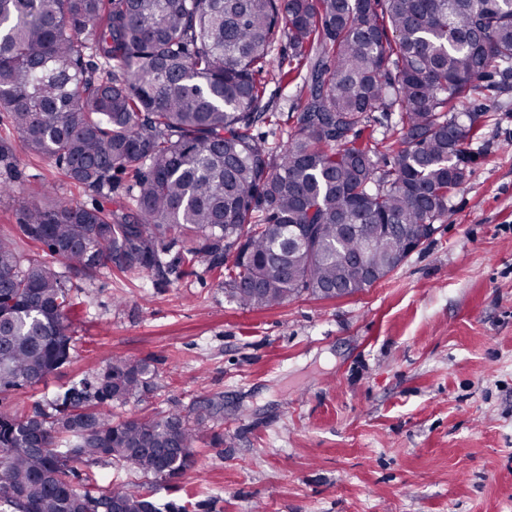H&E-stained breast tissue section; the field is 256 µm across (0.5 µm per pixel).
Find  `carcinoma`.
<instances>
[{
	"instance_id": "cac0c4a2",
	"label": "carcinoma",
	"mask_w": 512,
	"mask_h": 512,
	"mask_svg": "<svg viewBox=\"0 0 512 512\" xmlns=\"http://www.w3.org/2000/svg\"><path fill=\"white\" fill-rule=\"evenodd\" d=\"M280 79L307 70L284 146L252 133L279 41ZM512 81V0H0V107L25 148L109 197L83 207L52 186L20 229L47 248L27 259L0 236V393L33 387L71 357L82 304L72 274L104 265L165 275L179 263L227 268L243 308L324 288L351 296L400 261L401 238H430L472 159L466 101ZM399 113L389 155L357 143L373 112ZM345 224H357L348 232ZM363 253L364 271L349 261ZM146 360L111 359L91 379L0 406V512H186L129 483L90 489L81 466L106 459L171 483L214 414L112 416L154 389Z\"/></svg>"
}]
</instances>
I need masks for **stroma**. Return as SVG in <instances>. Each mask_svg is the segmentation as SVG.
<instances>
[{
  "label": "stroma",
  "mask_w": 512,
  "mask_h": 512,
  "mask_svg": "<svg viewBox=\"0 0 512 512\" xmlns=\"http://www.w3.org/2000/svg\"><path fill=\"white\" fill-rule=\"evenodd\" d=\"M266 85L274 108L253 133L281 143L298 127L300 82ZM468 109L480 119L465 181L434 235L371 288L246 309L206 260L163 279L104 268L73 280L84 309L70 363L0 402L26 409L109 358L147 359L153 393L115 417L215 406L194 467L159 499L207 512H512V86L473 93ZM0 140L17 171L0 235L43 259L19 229L22 205L45 185L88 207L100 198L30 154L1 109Z\"/></svg>",
  "instance_id": "35a3bbf8"
}]
</instances>
